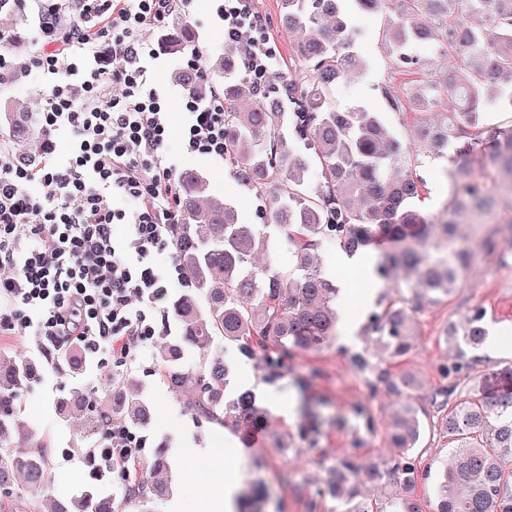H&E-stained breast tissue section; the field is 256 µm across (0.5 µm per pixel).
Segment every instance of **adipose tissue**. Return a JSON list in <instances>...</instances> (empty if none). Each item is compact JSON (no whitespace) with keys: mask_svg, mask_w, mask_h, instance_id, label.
<instances>
[{"mask_svg":"<svg viewBox=\"0 0 512 512\" xmlns=\"http://www.w3.org/2000/svg\"><path fill=\"white\" fill-rule=\"evenodd\" d=\"M187 464L204 458L209 464L206 480L199 484L193 512H234L235 492L241 480V470L235 459L227 458L224 448L213 445L205 450L186 449Z\"/></svg>","mask_w":512,"mask_h":512,"instance_id":"obj_1","label":"adipose tissue"}]
</instances>
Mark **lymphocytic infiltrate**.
I'll list each match as a JSON object with an SVG mask.
<instances>
[{"label": "lymphocytic infiltrate", "mask_w": 512, "mask_h": 512, "mask_svg": "<svg viewBox=\"0 0 512 512\" xmlns=\"http://www.w3.org/2000/svg\"><path fill=\"white\" fill-rule=\"evenodd\" d=\"M34 2L40 51L0 58V77L42 70L38 123L46 136L71 141L64 157L38 162L0 143V329L29 336L51 364L75 346L114 368L152 344L162 301L188 285L177 258L155 262L156 253L176 251L183 222L178 165L166 147L175 133L184 153L228 160L224 96L181 93L184 120L172 129L146 31L189 13L192 0ZM212 20L240 45L250 77L265 83L278 56L253 0H217ZM119 199L134 208L116 207ZM108 440L86 456L129 482L127 464L146 438L116 423Z\"/></svg>", "instance_id": "lymphocytic-infiltrate-1"}]
</instances>
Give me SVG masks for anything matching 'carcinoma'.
Listing matches in <instances>:
<instances>
[{
    "mask_svg": "<svg viewBox=\"0 0 512 512\" xmlns=\"http://www.w3.org/2000/svg\"><path fill=\"white\" fill-rule=\"evenodd\" d=\"M386 2L282 0L281 24L293 38V57L278 84L255 87L235 43H224V54L211 66L224 78L229 164L237 183L265 201L262 223L242 222L237 207L214 195L196 170L180 174L184 224L177 256L191 287L171 305L179 336L157 341L154 350L170 392L213 425L238 430L259 411L255 395L245 389L226 399L230 370L224 358L214 355L192 371L185 354L205 352L218 340L244 357L271 347L276 355L264 360L276 377L292 353L328 344L340 319V289L323 266L322 251L354 255L376 238L396 241L381 253L375 273L387 280L399 276L407 298L373 313L367 330L400 359L412 348L413 310L448 297L476 261L473 250L456 242L458 218L487 224L482 246L488 251L499 246L497 236H512V213L486 222L491 199L505 196L512 208V125L486 119L489 107L512 111V0H394L396 19L386 37L397 67L416 78L404 93L385 86L382 96L387 110L414 114L415 150L404 147L383 113L359 105L342 109L334 100L339 82L368 67L354 48L359 34L350 12L378 11ZM195 39L192 28L180 26L162 35L159 45L177 58ZM425 40L438 44L436 57L412 54ZM450 58L456 66L448 70L442 62ZM171 80L196 95L210 93L209 84L186 67L176 68ZM442 99L455 103V110L438 111ZM4 122L9 140L25 150L32 135L26 103L12 99ZM446 153L454 163L443 207L448 219L436 221L420 206L425 182L419 156ZM270 229L288 244L284 269L258 262L268 252ZM487 338L479 307L448 334L454 355L441 367L450 384L440 392V406L448 408L441 430L450 448L437 473L432 512H512V389L488 394L470 377L479 361L473 352ZM62 359L75 372L87 369L78 349H66ZM37 376L30 358H0V512H32L34 496L53 488L43 434L13 411ZM420 387L407 371L386 380L387 392L401 400L386 423L392 457L370 464L349 456L331 460L326 483L308 493L310 512L328 496L336 499V512H383L384 494L391 512H424L412 494L419 478L413 453L424 432L413 404ZM140 389L135 375L124 377L109 412L88 391L75 390L59 401L57 414L65 420L81 416L89 438L108 433L114 411L121 422L143 427L152 413ZM169 444L167 438L159 442L125 491H87L55 501L53 512H124L162 500L172 477Z\"/></svg>",
    "mask_w": 512,
    "mask_h": 512,
    "instance_id": "cac0c4a2",
    "label": "carcinoma"
}]
</instances>
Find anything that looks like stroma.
Wrapping results in <instances>:
<instances>
[{
	"instance_id": "obj_1",
	"label": "stroma",
	"mask_w": 512,
	"mask_h": 512,
	"mask_svg": "<svg viewBox=\"0 0 512 512\" xmlns=\"http://www.w3.org/2000/svg\"><path fill=\"white\" fill-rule=\"evenodd\" d=\"M254 6L264 17L267 32L277 48V71L286 75L293 48L280 23L281 0H254ZM211 12L210 0H194L190 15L176 14L168 21L172 27L190 25L207 60L224 50V30L211 22ZM393 16L390 7L353 16L352 23L361 34V48L370 59V69L337 86L335 100L340 107L363 105L386 112L382 87L389 84L398 87L407 81V73L397 71L385 40L386 25ZM386 114L404 143L412 144L411 118L393 112ZM186 165L207 180L214 195L235 203L244 222L259 223L262 201L244 192L229 165L204 157L189 159ZM461 234L464 242L477 250V264L448 299L417 310L413 348L402 359L390 358L382 352L379 342L367 335L368 319L360 315L357 304L361 284L348 277L334 253L325 255L324 261L337 281L346 285L339 303L345 317L357 319L359 328L355 335H347L345 328H338L329 345L297 354L283 368L281 378L273 381L268 378L262 357L248 360L235 351L225 350L224 361L232 370L231 388L253 390L266 412L267 422L254 442H244L240 433L201 421L193 412L185 410L162 383L157 362L148 350L129 357L111 373L91 366L80 375L67 369L56 375H43L21 394L20 417L36 421L47 439L46 453L56 475L54 496L71 499L92 489L104 494L119 489V479L100 480L94 476L83 459L88 444L81 438L77 420L60 419L56 404L75 389L91 387L97 378L111 374L119 379L131 373L139 378L142 395L154 408L152 424L143 429L147 443L140 456L150 457L160 438H170L173 497L189 500L196 493L195 482L185 472L183 449L208 448L220 441L226 454L241 459L244 483L259 480L265 484L269 494L268 512H308L305 490L325 479L324 461L348 455L368 464L383 461L390 454L385 441V422L398 401L376 377L352 365L350 355L362 353L370 356L387 375L409 370L422 381L417 403L426 410V432L417 457L422 477L414 493L422 501H429L436 470L448 455V438L440 430V411L435 404L446 384L439 367L448 360V346L444 341L448 325L463 322L474 308H483L490 338L506 341L507 346L494 356L479 350L473 376L489 378L512 365V280L501 276L496 267V253L482 250L481 238L471 225H462ZM361 406L366 407V414H358ZM308 424L315 427V443L311 446L298 437L299 429Z\"/></svg>"
}]
</instances>
